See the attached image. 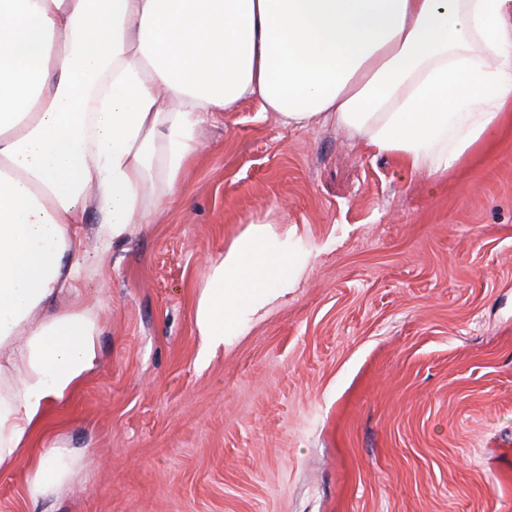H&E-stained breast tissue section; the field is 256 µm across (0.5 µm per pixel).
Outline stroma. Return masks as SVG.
Returning a JSON list of instances; mask_svg holds the SVG:
<instances>
[{"label": "stroma", "mask_w": 512, "mask_h": 512, "mask_svg": "<svg viewBox=\"0 0 512 512\" xmlns=\"http://www.w3.org/2000/svg\"><path fill=\"white\" fill-rule=\"evenodd\" d=\"M198 139L109 252L82 213L99 363L30 448L88 461L46 512H512V147L440 178L255 98ZM252 222L308 266L198 364L208 268Z\"/></svg>", "instance_id": "35a3bbf8"}]
</instances>
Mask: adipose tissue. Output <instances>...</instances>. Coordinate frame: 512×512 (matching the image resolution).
Wrapping results in <instances>:
<instances>
[{
  "label": "adipose tissue",
  "mask_w": 512,
  "mask_h": 512,
  "mask_svg": "<svg viewBox=\"0 0 512 512\" xmlns=\"http://www.w3.org/2000/svg\"><path fill=\"white\" fill-rule=\"evenodd\" d=\"M251 97L454 172L512 122V0H0V470L98 362L97 318L67 303L84 206L104 251L154 223L203 116ZM298 237L252 222L210 266L200 362L302 276ZM85 457L43 449L33 512Z\"/></svg>",
  "instance_id": "1"
}]
</instances>
